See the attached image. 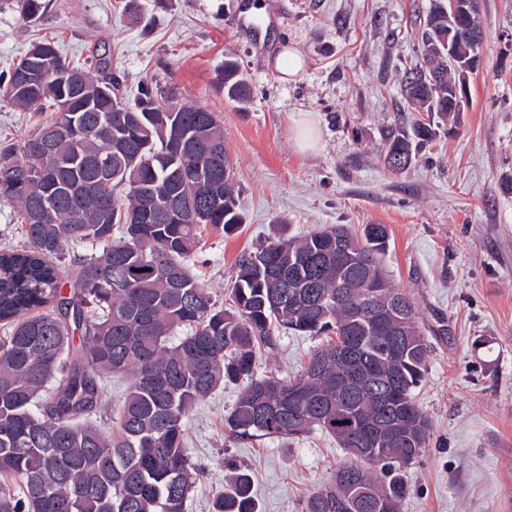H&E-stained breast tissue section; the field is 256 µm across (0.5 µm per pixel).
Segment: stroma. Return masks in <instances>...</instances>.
Masks as SVG:
<instances>
[{
	"mask_svg": "<svg viewBox=\"0 0 512 512\" xmlns=\"http://www.w3.org/2000/svg\"><path fill=\"white\" fill-rule=\"evenodd\" d=\"M47 0L36 23L0 7V74L38 38L81 65L107 54L121 93L177 85L184 103L214 112L245 222L205 232L192 265L213 300L228 304L236 261L280 229L287 236L345 224L389 229L383 265L414 302L433 345L417 400L432 423L409 466L401 512H512V0H479L481 59L455 123L425 142L412 167L392 172L383 132L427 120L402 81L421 63L428 0ZM288 44L306 58L283 83L267 60ZM235 58L251 85L246 109L215 81ZM312 118L316 149H301L295 120ZM257 352L258 375L301 373L317 340L276 330ZM488 339L489 354L475 352ZM240 385L217 387L184 423L204 476L185 512H213L233 469L251 475L260 512H303L305 497L348 456L315 432L296 440H231L225 421Z\"/></svg>",
	"mask_w": 512,
	"mask_h": 512,
	"instance_id": "stroma-1",
	"label": "stroma"
}]
</instances>
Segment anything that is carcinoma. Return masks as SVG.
<instances>
[{
  "instance_id": "1",
  "label": "carcinoma",
  "mask_w": 512,
  "mask_h": 512,
  "mask_svg": "<svg viewBox=\"0 0 512 512\" xmlns=\"http://www.w3.org/2000/svg\"><path fill=\"white\" fill-rule=\"evenodd\" d=\"M11 2L25 22L46 8ZM447 31L448 0H429L424 65L405 85L411 108L442 122L456 114ZM70 73L84 76V94L69 95ZM217 81L246 109L251 90L234 59ZM119 91L106 55L93 71L71 67L51 41L33 43L0 79L1 100L53 108L20 142L0 144V201L16 207L27 239L0 252L9 329L0 338V512H184L203 477L187 455L184 420L239 380L230 437L320 431L353 459L308 494L304 512L342 503L346 512H400L402 471L431 435L415 400L430 344L413 301L384 272L387 226L275 236L241 255L232 304L217 306L188 260L204 228L232 235L243 224L224 128L215 113L180 104L174 84L146 86L131 102ZM433 135L431 123L389 130L386 157L402 162L391 169L409 170L416 141ZM145 195L162 220L135 223ZM69 244L91 254L65 294L58 261ZM277 327L326 339L294 380L254 372L256 346L272 344ZM120 374L131 383L106 433L92 417ZM214 512H258L247 473L233 474Z\"/></svg>"
}]
</instances>
